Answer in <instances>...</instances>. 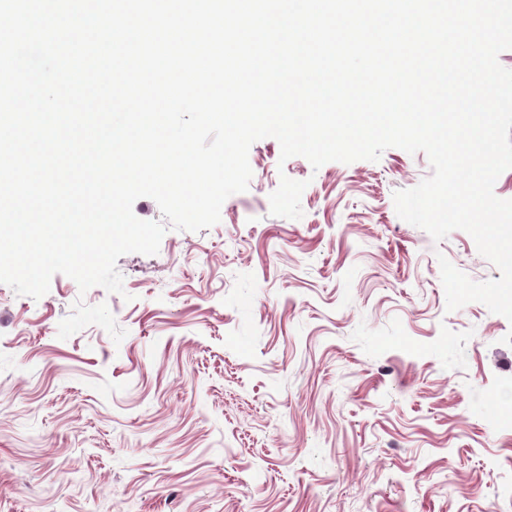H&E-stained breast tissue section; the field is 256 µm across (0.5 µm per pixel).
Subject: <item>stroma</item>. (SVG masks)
Instances as JSON below:
<instances>
[{"label": "stroma", "instance_id": "35a3bbf8", "mask_svg": "<svg viewBox=\"0 0 512 512\" xmlns=\"http://www.w3.org/2000/svg\"><path fill=\"white\" fill-rule=\"evenodd\" d=\"M280 152L252 144L216 225L120 257L124 294L0 283V512H512V323L447 311L438 259L500 273L393 202L427 155ZM284 176L301 219L270 213ZM80 300L121 343L59 338Z\"/></svg>", "mask_w": 512, "mask_h": 512}]
</instances>
